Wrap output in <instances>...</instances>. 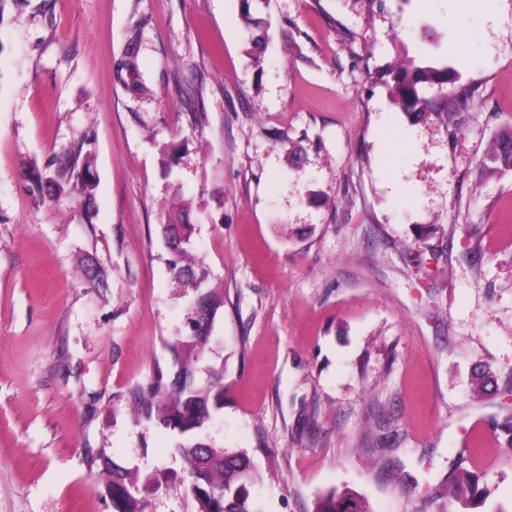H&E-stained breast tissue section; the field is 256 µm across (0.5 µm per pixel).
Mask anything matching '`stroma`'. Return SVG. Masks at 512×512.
Wrapping results in <instances>:
<instances>
[{
	"instance_id": "1",
	"label": "stroma",
	"mask_w": 512,
	"mask_h": 512,
	"mask_svg": "<svg viewBox=\"0 0 512 512\" xmlns=\"http://www.w3.org/2000/svg\"><path fill=\"white\" fill-rule=\"evenodd\" d=\"M455 5L0 0V512H112L105 456L181 468L129 391L184 330L160 233L182 198L224 291L203 436L250 458L262 512L333 489L463 512L437 495L459 466L512 512V170L489 161L512 128V0ZM407 56L453 69L419 120L391 94ZM76 146L88 213L46 185Z\"/></svg>"
}]
</instances>
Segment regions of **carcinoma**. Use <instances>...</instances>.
Instances as JSON below:
<instances>
[{
  "mask_svg": "<svg viewBox=\"0 0 512 512\" xmlns=\"http://www.w3.org/2000/svg\"><path fill=\"white\" fill-rule=\"evenodd\" d=\"M448 83V68L421 66L410 58L397 67L393 96L406 112L419 119L426 115L428 99L425 92L443 88ZM512 129L503 132L496 143L493 158L512 168ZM90 157L82 148L67 153L63 167L57 170L53 182L81 184V204L92 199L94 189L90 176ZM188 205L176 204L169 213L168 223L161 225L166 243L172 245L169 268L173 276L194 289L185 325L187 333L165 341L170 355L168 372H157L151 379L131 391L133 419L149 421L173 431L181 437L178 449L185 467L178 473L180 483L188 484L195 512H261L250 500L249 484L254 478L252 463L244 454L230 455L205 442L201 431L213 414L224 407L222 375L215 371L203 386L197 385L193 370L203 358L212 335L219 308L224 306V291L208 284L207 274L191 262V225L185 220ZM109 474L107 486L112 488L113 512H148L150 497L164 483L167 474H148L144 477L104 462ZM480 477L462 469L448 478L441 489L448 504L463 506L484 505L488 494L479 487ZM313 512H367L346 492L331 490L318 497Z\"/></svg>",
  "mask_w": 512,
  "mask_h": 512,
  "instance_id": "1",
  "label": "carcinoma"
}]
</instances>
